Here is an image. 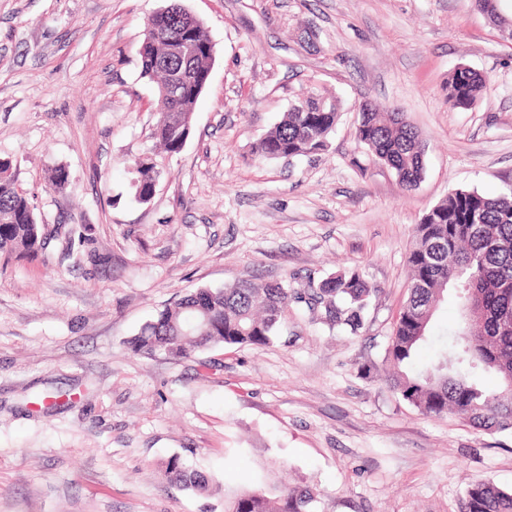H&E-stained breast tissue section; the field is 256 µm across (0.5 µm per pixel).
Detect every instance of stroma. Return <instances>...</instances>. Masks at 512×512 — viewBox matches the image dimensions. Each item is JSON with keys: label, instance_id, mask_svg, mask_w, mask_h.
<instances>
[{"label": "stroma", "instance_id": "stroma-1", "mask_svg": "<svg viewBox=\"0 0 512 512\" xmlns=\"http://www.w3.org/2000/svg\"><path fill=\"white\" fill-rule=\"evenodd\" d=\"M166 3L0 0V158L62 227L34 260L0 264V512H224L223 496L167 479L175 456L229 491L312 486L317 512H459L479 480L512 493V432L421 414L385 358L422 215L459 189L512 191V41L473 0H182L215 60L169 154L138 56ZM460 64L486 77L466 111L443 91ZM311 92L341 104L328 149L256 159ZM364 99L424 139L415 189L359 142ZM145 155L160 178L141 204L131 168ZM353 269L378 289L358 334L310 314L264 348L126 347L198 287Z\"/></svg>", "mask_w": 512, "mask_h": 512}]
</instances>
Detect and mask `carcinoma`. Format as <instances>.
<instances>
[{
	"label": "carcinoma",
	"mask_w": 512,
	"mask_h": 512,
	"mask_svg": "<svg viewBox=\"0 0 512 512\" xmlns=\"http://www.w3.org/2000/svg\"><path fill=\"white\" fill-rule=\"evenodd\" d=\"M165 13L146 24L138 51L141 75L157 81L161 103L154 137L168 153H177L191 134L195 95L189 78L203 79L212 57L201 53L168 57V41L178 36L185 11L181 0H168ZM484 74L460 64L444 87L448 108L468 110L477 101ZM340 112L337 101L322 95L296 100L280 121L256 143L254 154L265 160L318 154L328 147ZM356 134L372 157L385 164L399 183L411 188L425 171L426 145L404 113L392 106L358 104ZM132 186L140 203L155 193L158 170L152 158L134 163ZM53 230L39 222L29 197L17 183L9 159H0V259L35 258L46 248ZM406 263L409 294L389 337L387 359L394 372L391 386L422 414H455L477 430L512 431V398L504 395L512 377V195L491 196L459 189L439 201L421 218ZM458 294L460 318L447 332L424 370L409 374L420 349L428 342L432 320L448 290ZM379 292L356 272H341L309 284L307 294L288 280L241 281L224 288L201 287L164 307L127 341L135 354L162 353L190 358L224 346L262 348L272 344L288 320V306L322 308L329 327L357 332L371 296ZM494 374L501 388L481 389L476 377ZM171 482L215 495L221 484L177 456L167 466ZM318 493L309 486L246 487L224 495V512H315ZM459 512H512V493L490 482L475 483Z\"/></svg>",
	"instance_id": "cac0c4a2"
}]
</instances>
